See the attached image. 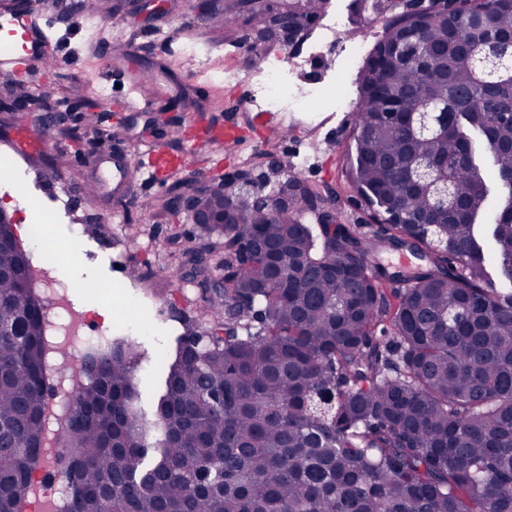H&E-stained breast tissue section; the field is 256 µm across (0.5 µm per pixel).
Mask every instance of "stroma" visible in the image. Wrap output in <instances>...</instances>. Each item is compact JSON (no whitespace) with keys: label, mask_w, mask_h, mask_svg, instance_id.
Returning a JSON list of instances; mask_svg holds the SVG:
<instances>
[{"label":"stroma","mask_w":512,"mask_h":512,"mask_svg":"<svg viewBox=\"0 0 512 512\" xmlns=\"http://www.w3.org/2000/svg\"><path fill=\"white\" fill-rule=\"evenodd\" d=\"M75 0H32L43 20L52 23L57 39L76 54L77 62L51 72L34 69L0 75V101L8 99L12 79L22 80L30 98L24 114L0 110V202L23 195L26 214L49 244L66 295L79 310L90 303L112 306L109 334L126 336L127 319L139 323L134 339L145 359L136 377L142 408H150L163 384L164 361L175 355L183 331L181 317L201 305L199 289L176 278L186 233L197 225L186 216L171 220L155 207L175 178L209 176L236 168H255L263 194L272 187L270 162L278 158L289 172L312 184L338 187L335 206L348 224L372 223V213L360 199L339 187L342 167L353 148V114L359 101V74L381 36L383 22L357 21V0H331L328 15L340 18L347 32L336 44H320L322 25H315L298 57L286 55L280 44L266 55L283 78L287 103L257 98L252 107H240L239 89L220 82L227 68L246 67L245 80L253 88L264 83L266 70L248 69L242 46L255 36L248 16H240L235 30L239 48L225 46L205 18L180 0L171 13L152 26L137 25L126 11L108 17L76 9ZM117 58L110 75H103L105 57ZM158 65L157 76L170 95L190 91L205 117L235 124L242 139L233 147L202 143L183 136L180 145L166 146L169 157L189 156L177 170L161 169L138 185L133 193L104 189L92 199L75 198L74 186L93 179L102 158L111 156L113 113L128 97L127 84L142 64ZM80 85L95 104L92 115L80 123L63 122L47 131L38 146L15 151L18 128L39 122L44 106L65 112L67 89ZM258 112L275 115L278 133L267 137L266 125L255 120Z\"/></svg>","instance_id":"stroma-1"}]
</instances>
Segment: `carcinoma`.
<instances>
[{
	"mask_svg": "<svg viewBox=\"0 0 512 512\" xmlns=\"http://www.w3.org/2000/svg\"><path fill=\"white\" fill-rule=\"evenodd\" d=\"M326 0L292 9L322 15ZM260 0H215L214 28ZM407 17L386 21L381 50ZM512 0H460L435 14L380 84L360 71L346 183L374 224L304 222L302 205L203 224L223 244L212 278L196 247L183 276L201 288L154 407L139 409L143 355L72 398L65 447L78 457L76 512H512ZM412 93L448 101V131L393 126ZM418 260L411 272L385 256ZM16 251L0 247V512H15L46 432L41 309Z\"/></svg>",
	"mask_w": 512,
	"mask_h": 512,
	"instance_id": "obj_1",
	"label": "carcinoma"
}]
</instances>
